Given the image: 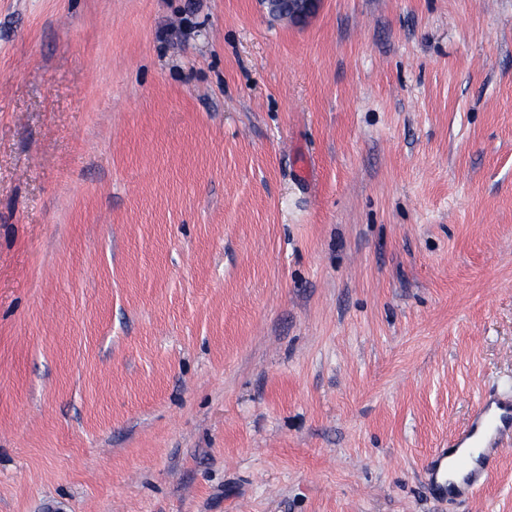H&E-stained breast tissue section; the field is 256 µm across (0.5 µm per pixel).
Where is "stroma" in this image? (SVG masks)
<instances>
[{"label":"stroma","mask_w":512,"mask_h":512,"mask_svg":"<svg viewBox=\"0 0 512 512\" xmlns=\"http://www.w3.org/2000/svg\"><path fill=\"white\" fill-rule=\"evenodd\" d=\"M512 0H0V512H512ZM261 3L270 17L293 23L309 20L316 13L320 0H262ZM487 432V438L484 443H473L472 437L480 428ZM512 428V395L511 396H483L478 402L474 411V418L471 424L448 444V448H476L482 447L477 457L471 455L472 460L479 464V469L467 472L462 481L458 484L454 481L461 479V474L455 468L454 458L448 457L447 467H445L444 477L447 481L438 482V472L444 459L447 457L444 453L436 454L432 461L428 476L430 481H435L436 488L440 493L456 492L460 497H468L473 494L475 489L481 484L480 481L488 474V456L489 448L497 445L498 439ZM482 445V446H481ZM447 471V474H446Z\"/></svg>","instance_id":"obj_1"}]
</instances>
